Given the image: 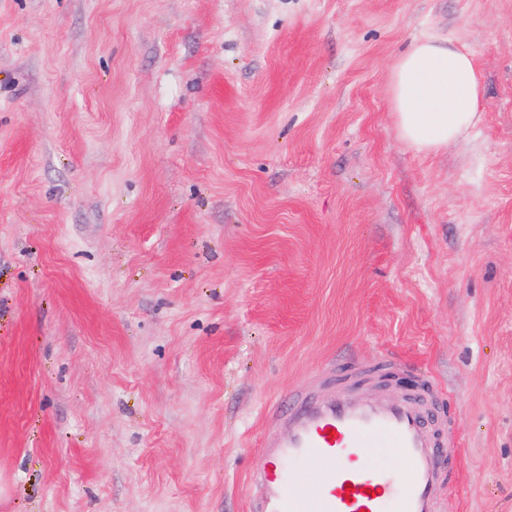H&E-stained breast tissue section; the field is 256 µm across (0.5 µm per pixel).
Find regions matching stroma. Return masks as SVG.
<instances>
[{"label":"stroma","instance_id":"stroma-1","mask_svg":"<svg viewBox=\"0 0 512 512\" xmlns=\"http://www.w3.org/2000/svg\"><path fill=\"white\" fill-rule=\"evenodd\" d=\"M424 35L483 89L433 153ZM384 359L512 512V0H0V512H247L265 406ZM391 112L399 137L418 152L465 142L483 119L474 54L449 39L424 36L395 65Z\"/></svg>","mask_w":512,"mask_h":512}]
</instances>
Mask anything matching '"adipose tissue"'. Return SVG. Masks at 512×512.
I'll use <instances>...</instances> for the list:
<instances>
[{"mask_svg":"<svg viewBox=\"0 0 512 512\" xmlns=\"http://www.w3.org/2000/svg\"><path fill=\"white\" fill-rule=\"evenodd\" d=\"M399 137L423 153L465 142L483 119L474 54L424 36L402 53L390 78Z\"/></svg>","mask_w":512,"mask_h":512,"instance_id":"ef3b65f1","label":"adipose tissue"}]
</instances>
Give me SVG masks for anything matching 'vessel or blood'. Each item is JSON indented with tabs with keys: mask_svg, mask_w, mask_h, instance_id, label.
I'll use <instances>...</instances> for the list:
<instances>
[{
	"mask_svg": "<svg viewBox=\"0 0 512 512\" xmlns=\"http://www.w3.org/2000/svg\"><path fill=\"white\" fill-rule=\"evenodd\" d=\"M371 372L358 364L336 390L300 388L266 409L247 512H453L444 487L461 450L440 391L428 381L399 400L354 394Z\"/></svg>",
	"mask_w": 512,
	"mask_h": 512,
	"instance_id": "b4317fda",
	"label": "vessel or blood"
}]
</instances>
